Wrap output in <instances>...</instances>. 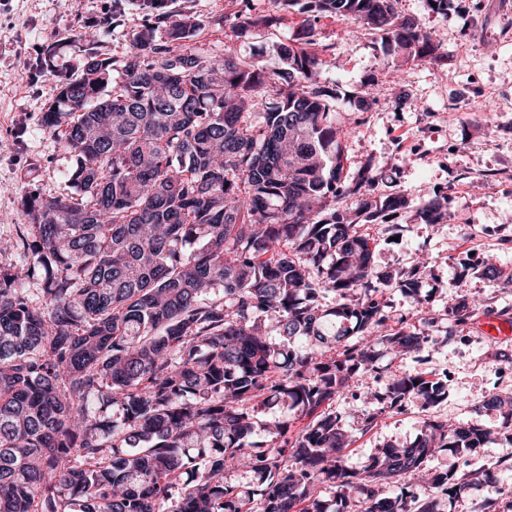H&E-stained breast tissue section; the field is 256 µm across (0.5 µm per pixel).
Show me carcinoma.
I'll list each match as a JSON object with an SVG mask.
<instances>
[{
  "label": "carcinoma",
  "instance_id": "cac0c4a2",
  "mask_svg": "<svg viewBox=\"0 0 512 512\" xmlns=\"http://www.w3.org/2000/svg\"><path fill=\"white\" fill-rule=\"evenodd\" d=\"M397 2L302 9L364 26L386 57L441 62ZM198 30L154 16L121 61L88 54L44 113L77 157L75 192L27 195L30 224L0 240L1 254L33 258L0 266V512H438L409 478L491 431L428 419L412 446L356 469L334 402L374 368L377 346L420 362L480 303L461 296L437 336L390 315L386 292L419 297L427 259L375 267L360 221L408 202L376 194L369 164L344 176L347 131L318 81L311 28L277 45L274 75L203 48ZM417 215L433 224L443 204ZM35 278L41 305L26 288ZM444 398L431 373H403L360 399L357 424ZM483 406L512 439V397ZM276 408L292 419L264 420ZM493 478L427 471L450 499Z\"/></svg>",
  "mask_w": 512,
  "mask_h": 512
}]
</instances>
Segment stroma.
I'll return each mask as SVG.
<instances>
[{
	"label": "stroma",
	"instance_id": "1",
	"mask_svg": "<svg viewBox=\"0 0 512 512\" xmlns=\"http://www.w3.org/2000/svg\"><path fill=\"white\" fill-rule=\"evenodd\" d=\"M397 9L430 31L447 59L427 66L394 59L397 77L360 112L353 101L377 73L382 54L374 36L354 23L313 18L275 0H167L165 8L171 18L196 20L200 41L213 53L253 58L269 74L284 69L278 44L312 23L323 51L319 81L336 89L333 112L347 131L345 173L373 164L382 171L384 191L404 195L411 205L409 212L365 225L374 238V264L396 273L418 257L429 260L421 300L387 292L391 315L417 326L422 318L443 317L460 296L481 304L456 342L429 350L424 369L447 383L436 407L412 401L405 413L382 415L364 434L347 421L355 442L345 457L354 466L386 445L413 444L431 417L495 431L499 414L481 403L489 394L512 391V334L485 326L489 320L512 324V285L483 273L489 263L512 271V0H448L444 14L428 10L424 0H399ZM152 13L149 0H0V239L15 237L27 223L29 191L71 189L67 176L76 157L41 125L61 84L79 73L89 52L122 57ZM248 15L272 24L252 38H236V24ZM98 25L106 29L101 42L80 39V31ZM437 195L447 200L440 222L414 218L413 208ZM413 366L412 359L379 349L374 370L355 380V390H384ZM511 459L512 440L495 432L474 450L440 452L429 466L459 472ZM507 486L512 471L501 472L495 484L475 482L462 500L439 496L440 512H489Z\"/></svg>",
	"mask_w": 512,
	"mask_h": 512
}]
</instances>
